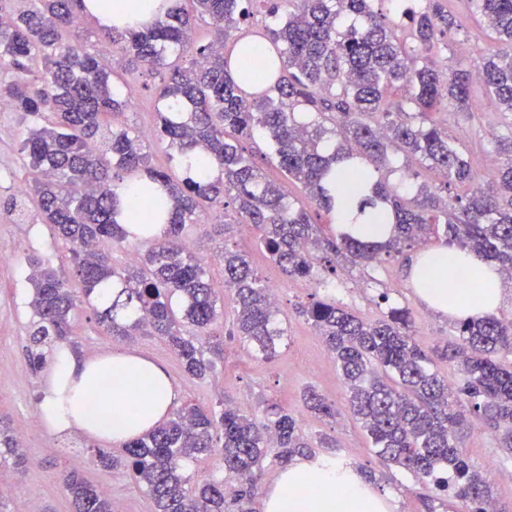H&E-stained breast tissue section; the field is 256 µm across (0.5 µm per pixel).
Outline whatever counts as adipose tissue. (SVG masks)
Returning a JSON list of instances; mask_svg holds the SVG:
<instances>
[{
    "label": "adipose tissue",
    "instance_id": "obj_1",
    "mask_svg": "<svg viewBox=\"0 0 512 512\" xmlns=\"http://www.w3.org/2000/svg\"><path fill=\"white\" fill-rule=\"evenodd\" d=\"M104 28L122 30L164 15L172 0H84ZM415 294L434 313L468 320L498 314L505 279L480 257L438 244L418 253L409 272ZM146 403V416L125 408L130 394ZM177 390L166 371L148 357L118 350L96 360L59 349L49 364L38 404L43 427L56 435L78 432L122 445L160 423L175 405ZM336 471L304 458L291 461L262 501V512H389L387 500L358 476L348 493L336 491Z\"/></svg>",
    "mask_w": 512,
    "mask_h": 512
}]
</instances>
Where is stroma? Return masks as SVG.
I'll return each mask as SVG.
<instances>
[{"instance_id": "stroma-1", "label": "stroma", "mask_w": 512, "mask_h": 512, "mask_svg": "<svg viewBox=\"0 0 512 512\" xmlns=\"http://www.w3.org/2000/svg\"><path fill=\"white\" fill-rule=\"evenodd\" d=\"M448 9L461 23L459 39L465 40L471 50L469 66H478L482 52L491 45L483 23L476 20L466 0H448ZM112 69L114 86L128 100L120 124L139 133L156 129L158 79L141 71H130L117 59L113 60ZM475 98L470 114H449L448 131L465 146L478 176L484 177L496 163L488 140L493 135H512V113L500 111L483 91H476ZM23 126L19 114L0 112V251L13 253L15 258L12 266L0 267V420L8 422L21 438L29 461L26 469L8 482V508L10 512H73L61 476L68 470L79 469L91 481L108 486L113 512H154L152 499L126 469L96 465L92 451L108 447L106 440L79 433L58 437L44 427L30 424L37 414L43 381V371L34 367L31 354L36 351L48 357L58 345L51 342L37 347L30 340L33 315L28 305V261L35 257L54 267L70 288H78L79 283L72 275L66 243L42 223L34 206H27L21 215L10 210L12 197L32 185L35 177L19 151ZM224 220L221 208L210 210L205 223L191 234L195 250L209 258L206 270L216 294L224 292V266L215 253L227 240L251 252L264 282L278 283L282 318L288 332L275 358L263 361L252 357L232 337L235 312L229 302L224 305L222 320L224 360L212 376L203 380L187 377L179 358L159 338L140 336L129 341L107 336L85 305L74 311L73 333L63 345L83 359L115 350L142 353L165 368L178 389V403L182 406L209 405L220 393L246 414L267 404L288 408L298 416L306 433L335 439L338 456L372 472L373 489L390 498L393 512H446V493L431 491L409 472L380 463L359 424L345 412L344 388L336 366L311 325L295 312L296 304L308 300L309 291L303 282L284 281L278 266L257 249L256 232L251 226L239 225L232 237H225ZM406 260V255L401 254L378 266L338 264L336 298L352 312L370 320L381 318L391 307L408 308L416 339L429 350L452 338V322L434 316L415 296ZM310 385L340 407L336 419H321L305 411L302 392ZM464 447L475 466L504 472V480L493 485L494 495L506 512H512V462L506 460L504 450L482 419L471 418Z\"/></svg>"}]
</instances>
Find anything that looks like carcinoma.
<instances>
[{
	"instance_id": "carcinoma-1",
	"label": "carcinoma",
	"mask_w": 512,
	"mask_h": 512,
	"mask_svg": "<svg viewBox=\"0 0 512 512\" xmlns=\"http://www.w3.org/2000/svg\"><path fill=\"white\" fill-rule=\"evenodd\" d=\"M191 2L210 20L204 43L191 37V20L176 4L148 26L103 28L100 38L124 55L128 69L160 77L159 139L182 166L192 154H207L221 170L216 180L187 174L176 181L155 169L146 142L115 121L127 100L111 89L99 51L81 41L79 0H0V68L12 73L0 82V99L32 119L20 151L40 175L26 195L69 243L83 297L108 335L158 336L188 377L205 378L224 358L216 331L224 304L188 240L212 206L233 205L285 276L314 288L297 313L313 323L336 364L377 458L462 501L464 512H487L494 504L490 482L460 442L467 417L476 415L512 454V366L499 360L512 353V320L454 325V337L437 350L461 372L453 386L412 334L408 309L392 307L368 321L337 303L331 288L337 258L374 265L439 233L512 277V137L493 143L500 167L482 184L448 130L431 120L472 111L476 82L512 112V0H468L495 46L475 72L462 60L454 68L438 60L458 29L443 0H422L416 9L401 8L399 0ZM251 35L266 39L275 55L232 60L226 49ZM256 136L327 223L287 203L245 155L240 141ZM391 151L418 159L444 188L464 186L465 194L450 204L425 184L391 187ZM131 182L140 198L122 212L119 189ZM353 203L364 223L394 225L392 236L361 242L335 234L334 209ZM150 221L167 222V234L150 237ZM123 243L136 261L118 267L109 247ZM221 257L235 303L232 335L270 360L286 336L281 310L248 253L226 244ZM28 281L33 342L70 336L72 289L36 260L29 261ZM100 288L113 289L105 305L95 302ZM303 401L318 417L336 416L335 404L312 387ZM263 416H246L222 399L189 405L125 444L123 459L101 448L96 456L105 469H131L155 512H248L242 502L257 490L262 459L274 451L287 461L311 447L288 410L269 405ZM217 448L219 473L195 478L189 466ZM10 459L25 463L17 437L1 424L0 461ZM62 482L74 512H112L108 494L79 471L65 472Z\"/></svg>"
}]
</instances>
